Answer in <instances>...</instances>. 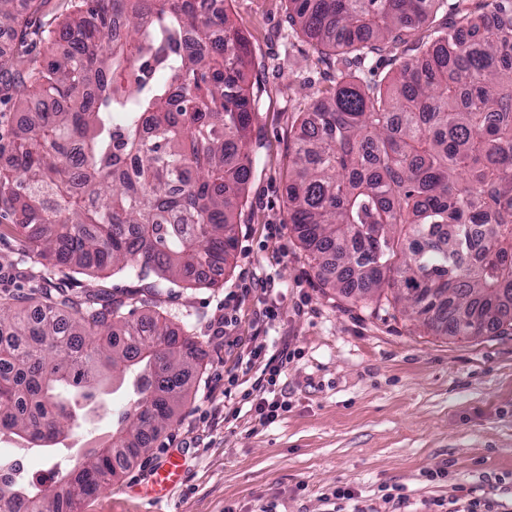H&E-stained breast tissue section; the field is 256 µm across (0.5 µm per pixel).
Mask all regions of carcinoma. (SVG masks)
<instances>
[{"mask_svg": "<svg viewBox=\"0 0 512 512\" xmlns=\"http://www.w3.org/2000/svg\"><path fill=\"white\" fill-rule=\"evenodd\" d=\"M288 0V22L336 56V86L300 112L288 223L316 275L347 297L457 290L423 318L451 337L512 333V0ZM440 11L449 21L408 38ZM0 100L50 99L0 134V216L44 267L215 285L252 171L250 52L226 10L193 0H0ZM45 44V64L27 58ZM409 44L378 83L375 56ZM163 73L150 80L149 73ZM57 286L0 303V442L53 448L83 427L106 376L129 388L112 434L56 488L0 458L5 512H77L120 454L176 419L201 342L162 316ZM106 337V342L98 337Z\"/></svg>", "mask_w": 512, "mask_h": 512, "instance_id": "obj_1", "label": "carcinoma"}]
</instances>
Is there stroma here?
Listing matches in <instances>:
<instances>
[{"mask_svg": "<svg viewBox=\"0 0 512 512\" xmlns=\"http://www.w3.org/2000/svg\"><path fill=\"white\" fill-rule=\"evenodd\" d=\"M287 0H228L244 36L249 83L260 98L251 130L256 156L235 225L229 265L210 288H168L105 272L61 284L131 295L135 315L155 310L187 326L202 343L178 421L159 426L149 448L131 457L81 512H330L327 496L350 487L365 512H391L383 489L404 488L411 500L471 496L512 503V336H442L388 306H365L316 276L288 222L286 181L298 113L314 109L336 84L335 66L320 60L288 25ZM45 268L0 224V297H27L45 287ZM270 277L275 319L259 313L252 279ZM229 335L217 334L224 317ZM259 337L269 353L288 349L279 388L288 410L273 424L256 421L247 385L229 384L240 347L230 337ZM104 417L89 416L62 448L1 443L0 456L25 464L30 476L85 453L126 409L127 388L108 384ZM238 409L225 420L226 409ZM183 454V483L169 500H151V474L170 453ZM447 471L444 481H427Z\"/></svg>", "mask_w": 512, "mask_h": 512, "instance_id": "35a3bbf8", "label": "stroma"}]
</instances>
